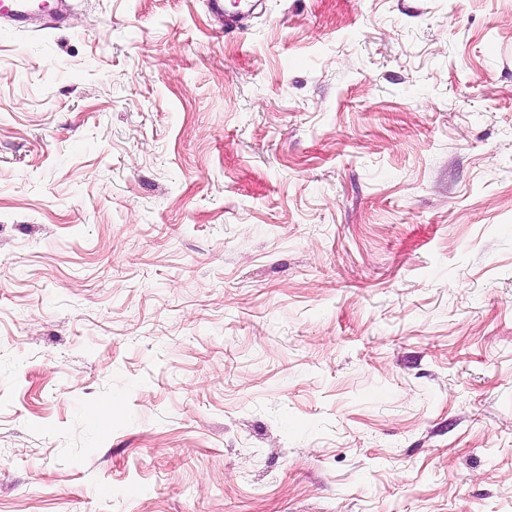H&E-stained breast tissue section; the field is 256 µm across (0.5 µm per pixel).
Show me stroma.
<instances>
[{
  "label": "stroma",
  "mask_w": 512,
  "mask_h": 512,
  "mask_svg": "<svg viewBox=\"0 0 512 512\" xmlns=\"http://www.w3.org/2000/svg\"><path fill=\"white\" fill-rule=\"evenodd\" d=\"M0 512H512V0L0 34Z\"/></svg>",
  "instance_id": "1"
}]
</instances>
